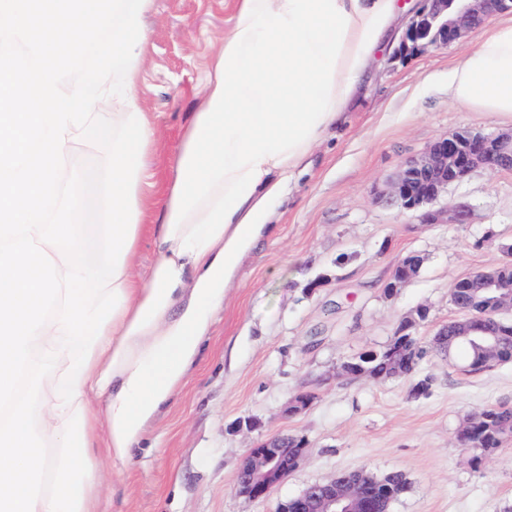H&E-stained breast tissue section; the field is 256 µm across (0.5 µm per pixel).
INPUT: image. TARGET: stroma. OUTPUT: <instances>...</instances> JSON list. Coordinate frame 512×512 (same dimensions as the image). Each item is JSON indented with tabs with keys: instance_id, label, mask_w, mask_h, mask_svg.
I'll return each mask as SVG.
<instances>
[{
	"instance_id": "stroma-1",
	"label": "stroma",
	"mask_w": 512,
	"mask_h": 512,
	"mask_svg": "<svg viewBox=\"0 0 512 512\" xmlns=\"http://www.w3.org/2000/svg\"><path fill=\"white\" fill-rule=\"evenodd\" d=\"M237 0H155L134 86L140 111L157 119L153 157L166 182L207 78L214 76ZM471 39L414 55L379 57L344 119L310 156L308 170L277 209L272 234L244 258L185 382L148 424L129 464L97 449L99 498L112 512H276L279 502L344 470L404 475L391 512H506L512 507V441L472 463L456 441L470 413L512 406V361L471 373L460 354L430 350L437 327L458 318L453 283L499 262L512 243V171L474 170L434 204H466L461 224H426L379 196L401 165L441 136L466 128L512 130V117L464 111L448 98V71ZM418 253L417 275L385 297L397 262ZM320 288L310 289L315 279ZM429 309L417 331L419 365L433 386L339 375L341 364L382 348L398 322ZM313 395L287 416L296 394ZM305 438L297 468L263 500L234 490L258 440Z\"/></svg>"
}]
</instances>
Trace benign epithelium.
<instances>
[{"label":"benign epithelium","instance_id":"benign-epithelium-1","mask_svg":"<svg viewBox=\"0 0 512 512\" xmlns=\"http://www.w3.org/2000/svg\"><path fill=\"white\" fill-rule=\"evenodd\" d=\"M505 12L512 13V0H429V8L415 14L408 24L402 47L409 54L445 47L464 39L490 16ZM478 168L512 170V132L492 136L461 129L436 139L420 155L402 164L382 198L403 210L421 213L425 224H438L442 212L430 209V205L448 190V186L462 181ZM421 264L420 258L414 261L403 258L384 283V296H393L419 272ZM462 287L466 288V297L450 299L457 311L467 312L488 297L495 302V307L484 319L476 315L465 320H450L439 326L435 335L478 345L495 364L501 356V332L488 323L493 321V314L512 311V279L492 266L463 279ZM427 317V309H415L399 321L394 336L410 335ZM310 402L309 394L300 393L289 401L285 413L298 415ZM303 451L304 447L289 444L286 436L256 443L241 463L235 492L247 499L268 497L272 489L296 469ZM369 484V473L363 470L339 472L281 502L277 512H384L380 501L366 492Z\"/></svg>","mask_w":512,"mask_h":512}]
</instances>
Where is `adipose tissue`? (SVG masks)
<instances>
[{
    "label": "adipose tissue",
    "mask_w": 512,
    "mask_h": 512,
    "mask_svg": "<svg viewBox=\"0 0 512 512\" xmlns=\"http://www.w3.org/2000/svg\"><path fill=\"white\" fill-rule=\"evenodd\" d=\"M407 0H238L220 73L158 186L145 151L136 202L155 197L153 224H137L154 262H125V301L96 342L80 380L87 448L126 461L148 423L194 364L199 341L247 253L269 230L314 146L342 120ZM457 105L512 116V22L484 28L448 72ZM57 378L42 380L37 434L61 446L71 407H57ZM104 402L97 417L94 402Z\"/></svg>",
    "instance_id": "adipose-tissue-1"
}]
</instances>
